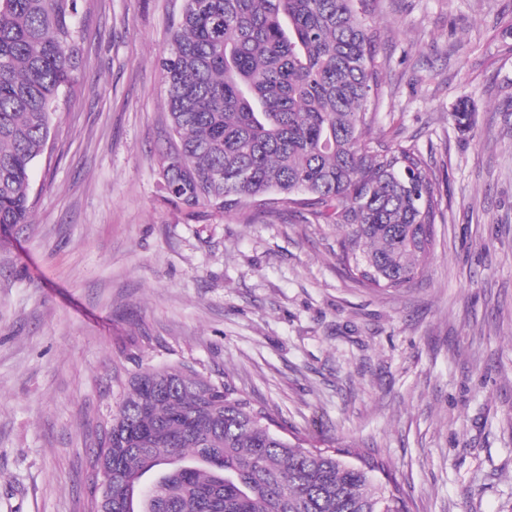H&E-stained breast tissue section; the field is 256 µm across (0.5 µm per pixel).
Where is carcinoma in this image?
<instances>
[{"mask_svg":"<svg viewBox=\"0 0 512 512\" xmlns=\"http://www.w3.org/2000/svg\"><path fill=\"white\" fill-rule=\"evenodd\" d=\"M79 0H0V226L30 223L33 166L75 92ZM366 0H184L158 67L175 144L165 197L193 211L300 205L336 225L356 283L423 272L439 213L413 147L364 139L378 88ZM452 118L471 126L469 101ZM185 364L132 375L112 411V512H409L348 448H306Z\"/></svg>","mask_w":512,"mask_h":512,"instance_id":"cac0c4a2","label":"carcinoma"}]
</instances>
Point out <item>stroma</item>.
I'll return each instance as SVG.
<instances>
[{
  "label": "stroma",
  "mask_w": 512,
  "mask_h": 512,
  "mask_svg": "<svg viewBox=\"0 0 512 512\" xmlns=\"http://www.w3.org/2000/svg\"><path fill=\"white\" fill-rule=\"evenodd\" d=\"M182 6L83 0L81 92L32 170V223L0 227V512H85L91 437L170 363L307 444L369 452L410 512H512V0L368 2L367 136L415 146L443 212L422 276L386 291L302 209L163 197L156 59Z\"/></svg>",
  "instance_id": "1"
}]
</instances>
